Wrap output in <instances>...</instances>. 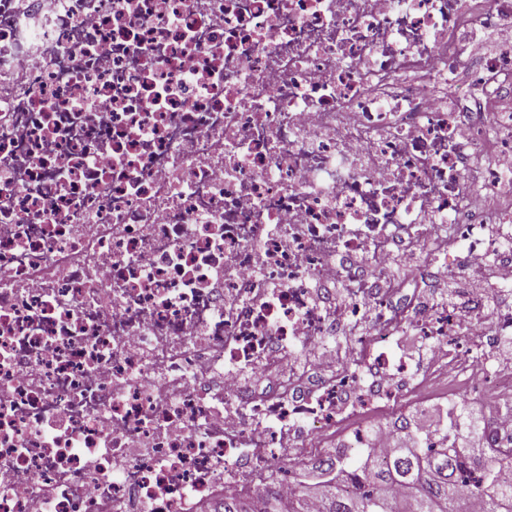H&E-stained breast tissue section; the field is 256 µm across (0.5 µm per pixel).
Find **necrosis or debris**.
<instances>
[{
  "instance_id": "4bbe7bcc",
  "label": "necrosis or debris",
  "mask_w": 512,
  "mask_h": 512,
  "mask_svg": "<svg viewBox=\"0 0 512 512\" xmlns=\"http://www.w3.org/2000/svg\"><path fill=\"white\" fill-rule=\"evenodd\" d=\"M7 74L0 512H198L512 388V0H0ZM437 288H442L440 292L437 293V297L443 302L447 301L448 305L457 309L464 318L470 317V308L466 304V302H459L461 300V296H464L467 292V288L469 285L464 282L461 284H452L448 287L446 282H438ZM450 288V290H448Z\"/></svg>"
}]
</instances>
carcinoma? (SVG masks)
<instances>
[{"label":"carcinoma","mask_w":512,"mask_h":512,"mask_svg":"<svg viewBox=\"0 0 512 512\" xmlns=\"http://www.w3.org/2000/svg\"><path fill=\"white\" fill-rule=\"evenodd\" d=\"M406 423L400 421L398 437L410 446L391 449L382 461L368 454L328 457L319 461L322 481L309 492L284 498L272 479L259 499L228 495L211 512H304L310 498L321 512H456L460 500L473 498L482 500L483 512H512V482L501 476L500 449L467 447L466 431L455 423L441 433V447L424 448ZM349 483L358 491L345 493Z\"/></svg>","instance_id":"obj_1"}]
</instances>
